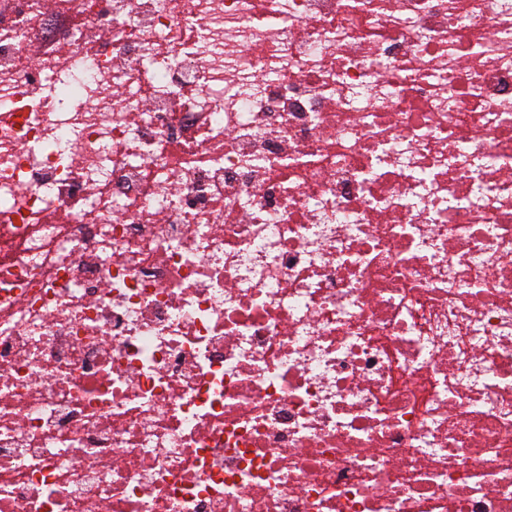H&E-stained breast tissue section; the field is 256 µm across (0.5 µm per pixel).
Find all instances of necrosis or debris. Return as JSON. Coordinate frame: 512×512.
Segmentation results:
<instances>
[{
  "instance_id": "4bbe7bcc",
  "label": "necrosis or debris",
  "mask_w": 512,
  "mask_h": 512,
  "mask_svg": "<svg viewBox=\"0 0 512 512\" xmlns=\"http://www.w3.org/2000/svg\"><path fill=\"white\" fill-rule=\"evenodd\" d=\"M0 512H512V0H0Z\"/></svg>"
}]
</instances>
